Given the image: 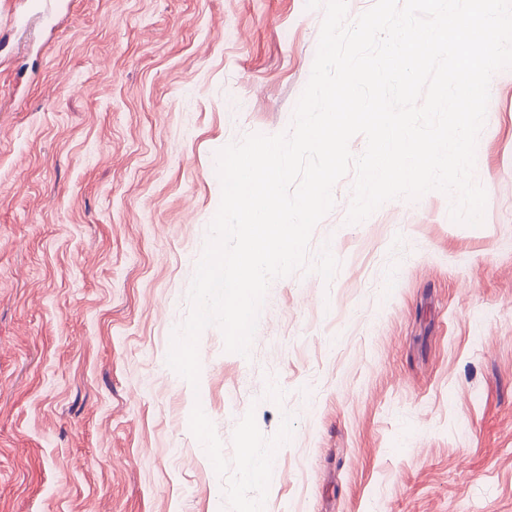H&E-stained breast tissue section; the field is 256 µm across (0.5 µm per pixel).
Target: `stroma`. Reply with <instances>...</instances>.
Masks as SVG:
<instances>
[{"instance_id":"35a3bbf8","label":"stroma","mask_w":512,"mask_h":512,"mask_svg":"<svg viewBox=\"0 0 512 512\" xmlns=\"http://www.w3.org/2000/svg\"><path fill=\"white\" fill-rule=\"evenodd\" d=\"M0 0V512H228L247 411L292 414L266 512H512V68L490 83L481 225L449 198L315 227L331 281L271 283L249 357L218 327L166 363L221 201L216 154L287 131L323 8L306 0Z\"/></svg>"}]
</instances>
